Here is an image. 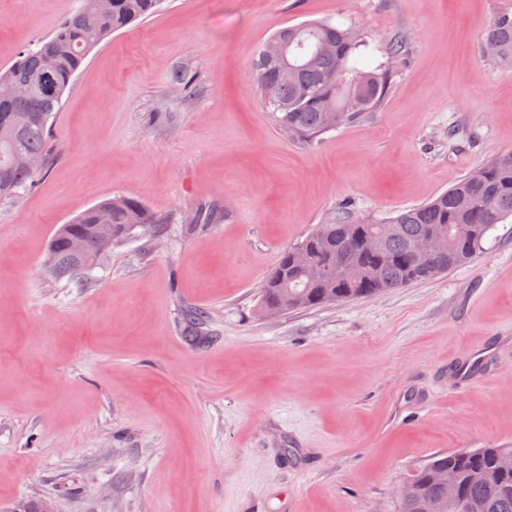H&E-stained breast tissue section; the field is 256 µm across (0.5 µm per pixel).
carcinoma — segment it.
Segmentation results:
<instances>
[{"label": "carcinoma", "mask_w": 512, "mask_h": 512, "mask_svg": "<svg viewBox=\"0 0 512 512\" xmlns=\"http://www.w3.org/2000/svg\"><path fill=\"white\" fill-rule=\"evenodd\" d=\"M161 0H111L106 11L96 0H81L36 49L20 53L8 68L0 69V84L36 85L50 75L53 91H36L32 96L0 102V201L16 198L30 189L38 173L51 159L52 124L73 76L87 56L102 42L132 22L158 12ZM495 44L494 59L512 66V14L502 13L485 36ZM270 41L288 42L286 57L267 54L259 46L251 67L265 102L276 112L279 125L303 138L319 135L376 108L383 99L391 71L379 66L362 71L350 65L365 41L352 27L341 28L328 21H310L276 32ZM17 154L39 160L34 169L12 164ZM102 204L60 225L52 236L45 264L58 278L77 280L92 269L96 258L90 253L77 257L70 240L84 237L96 244L105 235L109 247L120 246L146 232L164 231L168 218L150 211L142 201L112 199L108 228L100 227ZM512 217V152L496 155L484 167L434 200L400 210L381 222L351 221L335 216L319 225L297 246L289 248L267 275L261 289V310L282 313L328 302L350 301L375 296L427 280L472 258L489 232ZM224 218L220 207L197 206L185 232ZM393 225L396 232L381 248L369 252L362 239L380 234ZM437 231L448 237V249L423 267L415 265L413 245L422 235ZM326 269L324 278L307 275L309 265ZM186 338L203 343L199 334L201 315L188 311L183 317ZM512 448H473L438 453L414 470L416 486L412 497L398 505L397 512H512V466H501L502 454ZM442 467L456 477L457 497L428 482L426 471ZM480 471L486 481L471 475Z\"/></svg>", "instance_id": "cac0c4a2"}]
</instances>
